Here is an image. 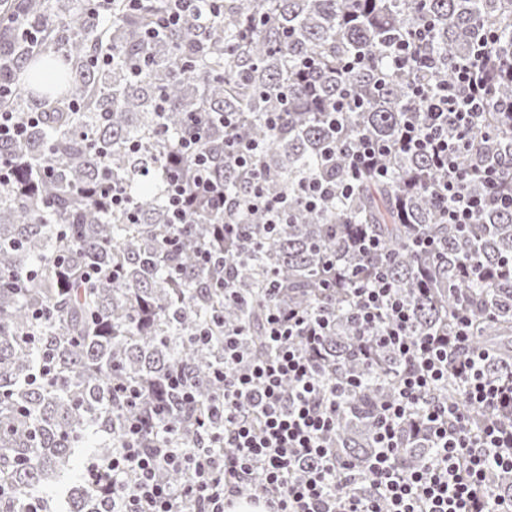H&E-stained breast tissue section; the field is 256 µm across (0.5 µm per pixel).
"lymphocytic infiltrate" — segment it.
Instances as JSON below:
<instances>
[{"label": "lymphocytic infiltrate", "mask_w": 512, "mask_h": 512, "mask_svg": "<svg viewBox=\"0 0 512 512\" xmlns=\"http://www.w3.org/2000/svg\"><path fill=\"white\" fill-rule=\"evenodd\" d=\"M489 58L476 54L456 65L453 80L414 89L430 117L411 125L394 145L363 142L350 157L347 183L375 169L381 156L397 149L428 156L439 175L433 192L449 224H470L488 206L512 211V191L503 187L500 162L470 169L459 166L462 152L472 150L473 135L482 129L488 109L506 116V134L512 135V102L493 101L494 73ZM201 119H194L180 142L181 155L192 157V183L173 178L168 187L171 222L182 227L193 199L224 202L220 185L209 176V159L200 150ZM229 154L250 167L251 187L242 198L247 210H261L271 224L282 223L288 209L284 197L273 198L264 189L262 145L229 133ZM480 178L484 195L471 194L468 185ZM352 312L365 335L394 349L404 361L395 372V399L377 410L376 456L368 463L366 489L355 488L353 464L337 455L327 439L336 428L345 385L320 377L322 343L331 314L299 309H274L267 317V359L239 368L236 334L224 337V362L215 371L224 383L196 425L210 437V449L173 443L152 444L151 431L171 433L167 411H154L155 422L133 415L125 420L123 438L111 456L89 458L84 478L93 492L108 500L111 512H225L224 502L250 488V499L264 503L266 512H512V495L489 489L494 469L512 470V423L497 414L512 405V379L491 381L482 366L489 350L472 342L471 322L459 315L450 335L415 336L411 315L384 273L367 278L348 275ZM461 384V398H440L449 377ZM292 391H284L285 382ZM485 415L480 433L470 430V414ZM417 418L434 450L419 470L398 461L401 424ZM184 475L181 485L164 475Z\"/></svg>", "instance_id": "lymphocytic-infiltrate-1"}]
</instances>
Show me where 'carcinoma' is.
<instances>
[{
	"label": "carcinoma",
	"instance_id": "cac0c4a2",
	"mask_svg": "<svg viewBox=\"0 0 512 512\" xmlns=\"http://www.w3.org/2000/svg\"><path fill=\"white\" fill-rule=\"evenodd\" d=\"M507 1L224 0L219 12L193 15L153 38L145 31L164 0H145L137 13L124 0L4 5L16 17L4 37L10 66L0 67V81L16 82L0 108L20 117L37 112L40 121L20 139L0 140V158L15 167L0 186V512H17L15 491L41 493L76 449L111 456L124 416L158 397L168 403L179 445H207L194 422L222 393L214 369L224 360V331L245 327L243 352L263 357L274 306L313 311L320 304L335 316L320 375L353 386L328 439L363 472L375 451L377 406L395 394L386 372L403 362L363 335L345 289L322 291L332 262L388 273L415 336L447 334L454 316L467 314L475 343L495 351L487 377L512 376V212L489 206L474 224L443 223L433 194L438 174L428 158L401 152L382 158L387 177L363 176L324 212L296 202L300 184L329 165L342 182L343 152L361 137L393 143L405 125L424 123L413 88L451 79L457 59L485 48L495 63L512 64ZM424 27L433 41L422 51L433 52L436 70L394 66L386 46ZM490 30L504 38L485 44ZM305 57L319 66L310 79L299 74ZM339 87L357 106L333 130L322 106ZM226 112L236 113L239 133L263 144L266 192L288 196L284 223L271 233L263 214L239 206L251 174L224 150ZM268 112L282 113L278 129L267 127ZM202 115L208 127L200 147L224 186V206H198L170 245L171 157ZM501 149L485 135L460 163L475 166ZM115 186L130 200L125 209L99 204ZM224 223L242 225L260 248L239 251L214 237ZM361 229L378 239L382 258L349 250L348 238ZM421 234L434 240L425 252L413 244ZM203 245L221 263L201 268ZM473 254L491 280L460 274ZM92 269L114 275L90 278ZM272 271L279 291L271 295ZM202 331L206 342L197 340ZM46 364L50 379L42 382ZM178 370L197 394L194 407L168 391ZM119 385L139 388L138 405L125 404ZM398 452L412 470L433 455L411 424L402 427ZM489 481L512 492V473L495 470ZM101 510L95 494L72 487L68 512Z\"/></svg>",
	"mask_w": 512,
	"mask_h": 512
}]
</instances>
